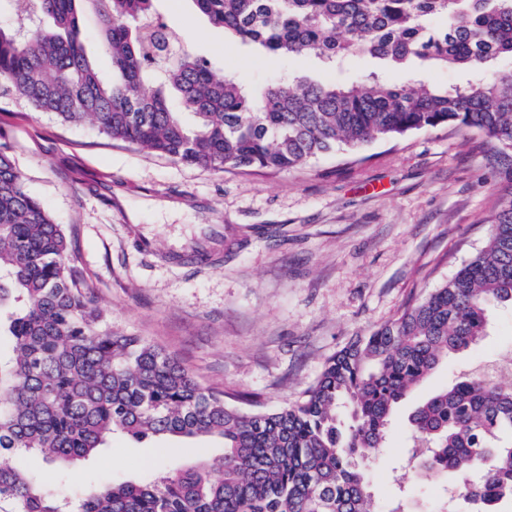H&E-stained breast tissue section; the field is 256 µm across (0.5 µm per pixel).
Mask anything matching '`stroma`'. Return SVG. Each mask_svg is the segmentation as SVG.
I'll return each mask as SVG.
<instances>
[{"label": "stroma", "mask_w": 512, "mask_h": 512, "mask_svg": "<svg viewBox=\"0 0 512 512\" xmlns=\"http://www.w3.org/2000/svg\"><path fill=\"white\" fill-rule=\"evenodd\" d=\"M187 49L239 83L286 75L343 83L368 79L377 60L330 69L310 56L229 47L190 0H157ZM0 147L27 193L71 244L73 264L117 334L157 345L204 388L250 394L264 409L294 400L324 362L451 278L489 237L494 173L481 138L445 130L377 141L347 170L334 152L291 172L188 166L37 111L0 84ZM232 226L245 247L202 265L173 251ZM147 238L152 251L138 242ZM512 357V307H499L481 345L450 356L397 408L387 446L370 464L375 501L403 494L408 512H442L439 485L404 478L407 416L484 357ZM216 439L164 445L114 437L74 470L78 483L138 479L220 457Z\"/></svg>", "instance_id": "stroma-1"}]
</instances>
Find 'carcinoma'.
Instances as JSON below:
<instances>
[{
	"instance_id": "cac0c4a2",
	"label": "carcinoma",
	"mask_w": 512,
	"mask_h": 512,
	"mask_svg": "<svg viewBox=\"0 0 512 512\" xmlns=\"http://www.w3.org/2000/svg\"><path fill=\"white\" fill-rule=\"evenodd\" d=\"M18 2L17 23L0 25V81L40 112L182 164L278 172L412 132H475L495 165L496 205L488 243L451 279L329 357L294 401L252 410L157 346L112 333L61 225L0 149V512H377L367 462L386 447L395 409L512 306V68L493 67L512 58V0H192L240 48L416 70L400 83L289 77L259 89L160 35L156 0ZM86 11L109 79L86 51ZM448 68L470 79L434 86L418 75ZM408 423L416 478L450 481L448 502L467 512L512 505V383L485 369L462 376ZM116 435L217 437L224 453L141 481L97 479L66 500L63 470ZM30 453L46 469L30 473Z\"/></svg>"
}]
</instances>
